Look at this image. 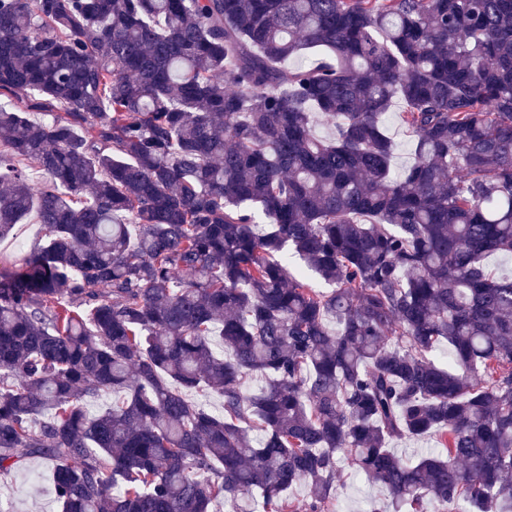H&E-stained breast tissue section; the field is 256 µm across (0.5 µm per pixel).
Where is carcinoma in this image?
Masks as SVG:
<instances>
[{"instance_id": "cac0c4a2", "label": "carcinoma", "mask_w": 512, "mask_h": 512, "mask_svg": "<svg viewBox=\"0 0 512 512\" xmlns=\"http://www.w3.org/2000/svg\"><path fill=\"white\" fill-rule=\"evenodd\" d=\"M31 217L0 470L54 462L62 512H325L343 459L512 512V0H0V239ZM403 104L394 99L392 106L385 116V129L393 141L394 154L392 170L395 174L401 173L413 163V137L400 118ZM398 458L408 460L413 457H418L430 450L437 448L434 438L426 437L421 440H398L394 441L391 445Z\"/></svg>"}]
</instances>
